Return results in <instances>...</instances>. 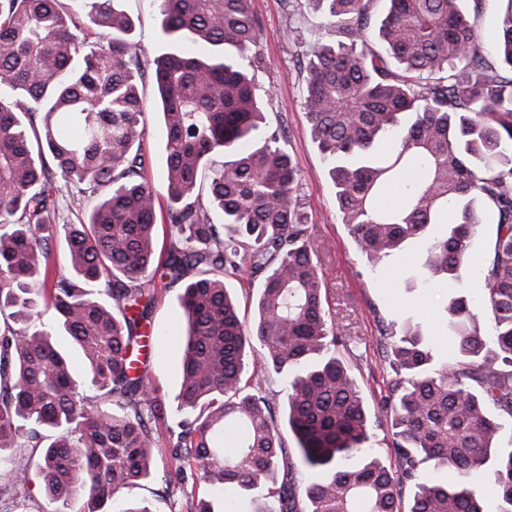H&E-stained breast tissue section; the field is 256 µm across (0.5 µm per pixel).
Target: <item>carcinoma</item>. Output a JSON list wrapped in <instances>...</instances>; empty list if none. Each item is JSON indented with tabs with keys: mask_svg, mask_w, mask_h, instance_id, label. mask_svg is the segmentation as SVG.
<instances>
[{
	"mask_svg": "<svg viewBox=\"0 0 512 512\" xmlns=\"http://www.w3.org/2000/svg\"><path fill=\"white\" fill-rule=\"evenodd\" d=\"M120 2L0 0V490L26 486L27 449L39 448L49 503L82 494L85 512H150L118 492L150 477V423L164 417L133 357L148 347L160 279L183 284L186 315L181 416L167 426L177 478L195 467L246 498L258 490L252 512H484L469 480L489 468L499 512H512V448L497 445L488 413L512 417V0L488 43L475 23L482 0L471 12L462 0H383L381 19L377 0H310L319 26L343 34L303 61L342 223L371 268L418 243L411 278L452 290L442 318L452 361L435 359L419 322L381 329L399 375L384 398L389 466L336 357L338 314L324 307L285 133L263 124L251 0H156L171 45L153 61L167 137L163 259L143 152L148 63ZM87 22L106 44L87 40ZM217 154L204 194L197 179ZM62 188L77 206L97 203L61 225L67 262L53 269ZM482 224L496 225L476 269L484 329L465 294ZM245 263L263 276L249 323L224 283ZM42 301L56 312L49 327L37 321ZM54 330L80 352L84 377ZM261 378L285 383L280 422ZM425 463L455 479L425 478ZM298 470L312 476L302 496Z\"/></svg>",
	"mask_w": 512,
	"mask_h": 512,
	"instance_id": "obj_1",
	"label": "carcinoma"
}]
</instances>
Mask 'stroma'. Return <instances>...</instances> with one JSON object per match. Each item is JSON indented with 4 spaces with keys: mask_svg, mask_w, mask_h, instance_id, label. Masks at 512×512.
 Returning a JSON list of instances; mask_svg holds the SVG:
<instances>
[{
    "mask_svg": "<svg viewBox=\"0 0 512 512\" xmlns=\"http://www.w3.org/2000/svg\"><path fill=\"white\" fill-rule=\"evenodd\" d=\"M122 5L134 21L130 40L140 55L152 60L166 52L168 45L161 35L155 0H122ZM251 8L260 23L258 49L263 58V66L254 76L255 93L264 105L267 124L286 128L284 147L299 171V194L311 225L327 301L338 314L342 335L349 338L343 357L362 390L371 446L377 457L386 460L392 435L383 397L393 373L379 328L387 324L398 329L407 317H420L441 358H450L451 343L438 324L448 289L443 285L411 288L398 265L390 263L375 271L365 263L340 220L327 166L310 134L305 74L299 61L324 32L312 25L313 11L304 2L295 13L284 0H251ZM292 26L301 27L302 42L289 40L288 29ZM140 92L147 104V137L143 143L149 159L147 176L160 189L167 166L165 127L155 108L157 92L152 77H145ZM180 293L179 286L171 285L159 287L154 295L152 327L160 336L159 354L148 361L146 376L153 395L164 401L166 418L153 426L159 442L152 452L151 478L137 488L123 490L122 495L145 503L151 512H192L202 499L211 503L214 512H240L241 501L225 492L219 481L198 477L181 482L170 476L173 458L166 426L168 420L178 416L185 323ZM48 507L42 481L36 475L24 489L0 492V512H47Z\"/></svg>",
    "mask_w": 512,
    "mask_h": 512,
    "instance_id": "stroma-1",
    "label": "stroma"
}]
</instances>
